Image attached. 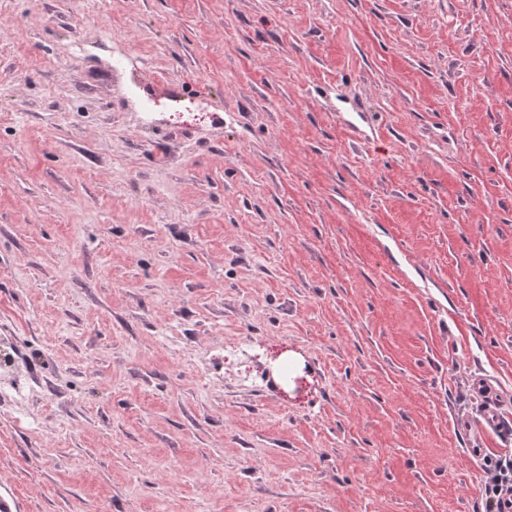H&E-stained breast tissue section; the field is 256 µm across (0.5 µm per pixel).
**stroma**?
I'll return each instance as SVG.
<instances>
[{
	"label": "stroma",
	"instance_id": "1",
	"mask_svg": "<svg viewBox=\"0 0 512 512\" xmlns=\"http://www.w3.org/2000/svg\"><path fill=\"white\" fill-rule=\"evenodd\" d=\"M0 349L22 512H481L512 0H0Z\"/></svg>",
	"mask_w": 512,
	"mask_h": 512
}]
</instances>
